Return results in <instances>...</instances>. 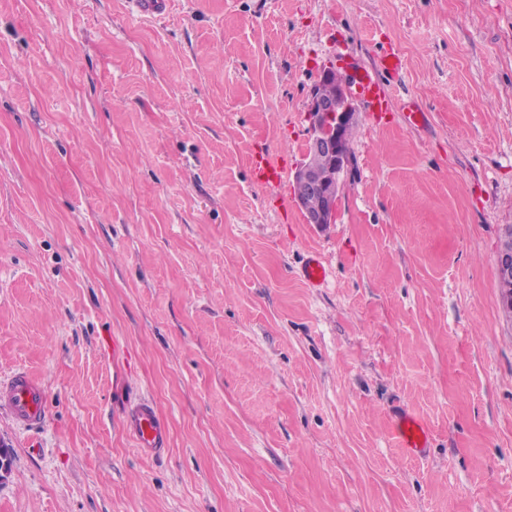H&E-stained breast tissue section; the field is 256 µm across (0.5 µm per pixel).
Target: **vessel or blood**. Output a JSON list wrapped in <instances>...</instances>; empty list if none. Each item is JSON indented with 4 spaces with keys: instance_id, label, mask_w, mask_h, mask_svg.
Wrapping results in <instances>:
<instances>
[{
    "instance_id": "vessel-or-blood-1",
    "label": "vessel or blood",
    "mask_w": 512,
    "mask_h": 512,
    "mask_svg": "<svg viewBox=\"0 0 512 512\" xmlns=\"http://www.w3.org/2000/svg\"><path fill=\"white\" fill-rule=\"evenodd\" d=\"M404 68L402 56L395 51L385 53L379 70H353L348 79L355 95L370 111L388 112L392 101L384 90L387 79L400 77ZM252 167L259 185L268 193L279 194L288 171L285 154L266 151L253 156ZM301 280L311 288L323 287L329 269L323 255L311 252L300 269ZM46 391L41 380L30 372L19 370L0 383V409L6 410L21 426L43 424L46 420ZM395 435L410 454L423 453L428 446V431L416 416L398 413L394 423ZM123 431L144 455L157 456L169 445V426L152 401L143 399L127 406L123 413Z\"/></svg>"
}]
</instances>
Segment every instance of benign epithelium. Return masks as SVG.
Here are the masks:
<instances>
[{
    "mask_svg": "<svg viewBox=\"0 0 512 512\" xmlns=\"http://www.w3.org/2000/svg\"><path fill=\"white\" fill-rule=\"evenodd\" d=\"M330 79L331 72L322 71L319 82L311 89L307 150L293 179L296 205L303 209L306 223L320 228L336 220L341 178L350 163V141L346 131L353 126L356 115L346 80L339 79L334 94L324 93L322 83ZM310 197L320 198L318 208L304 209V202ZM496 266L501 301L506 308L512 309V250L498 251Z\"/></svg>",
    "mask_w": 512,
    "mask_h": 512,
    "instance_id": "obj_1",
    "label": "benign epithelium"
}]
</instances>
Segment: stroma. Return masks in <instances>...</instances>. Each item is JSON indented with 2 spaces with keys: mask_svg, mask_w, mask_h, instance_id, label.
Instances as JSON below:
<instances>
[{
  "mask_svg": "<svg viewBox=\"0 0 512 512\" xmlns=\"http://www.w3.org/2000/svg\"><path fill=\"white\" fill-rule=\"evenodd\" d=\"M391 50L426 123L355 102L306 223L251 158L296 168L322 70ZM507 224L512 0H0V377L47 391L41 425L0 412V512H512ZM252 167L259 185L285 203L280 190L288 171V157L283 153L266 151L252 157ZM301 280L310 288L323 287L329 277V269L323 255L310 252L309 257L300 269ZM496 266L501 301L506 308L512 309V250H499ZM122 429L144 455L155 457L168 448V422L150 400H139L127 406ZM394 430L401 448L408 453L421 454L428 448L427 428L416 416L406 412L398 413L395 417Z\"/></svg>",
  "mask_w": 512,
  "mask_h": 512,
  "instance_id": "obj_1",
  "label": "stroma"
}]
</instances>
